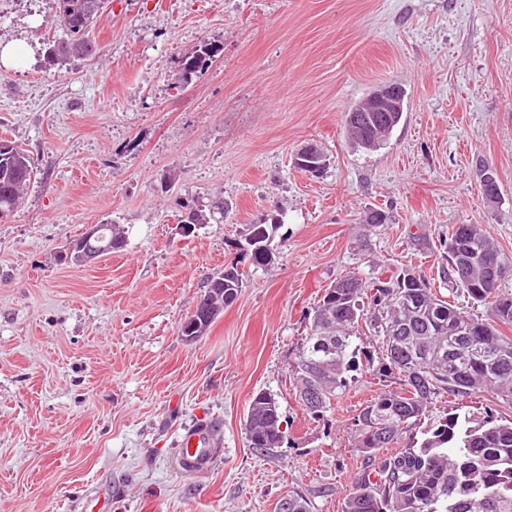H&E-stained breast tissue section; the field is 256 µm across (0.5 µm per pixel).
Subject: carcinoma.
<instances>
[{"label": "carcinoma", "mask_w": 512, "mask_h": 512, "mask_svg": "<svg viewBox=\"0 0 512 512\" xmlns=\"http://www.w3.org/2000/svg\"><path fill=\"white\" fill-rule=\"evenodd\" d=\"M102 16V0H56L52 22L69 32L70 39L48 47L49 60L63 64L74 59L75 44L83 56L98 53V46L83 39V32ZM219 47L202 42L179 61L182 80L209 66ZM400 90L393 112H346V131L355 148L376 151L399 124L405 109ZM35 164L17 145L0 151V221L19 207L25 189L35 176ZM281 221L249 224L245 236L253 240L254 266L269 264L272 242ZM463 249L476 262L504 258L483 224H457L448 238V252ZM414 270L406 268L389 279L362 278L347 273L324 290L313 316L305 344L293 366L299 400L307 414L319 417L346 393L349 373L356 367L353 338L368 325L382 338L388 366L403 376L397 390L379 393L354 418L355 448L363 468L346 495L342 512H512V421L497 423L469 415L450 414L433 422L417 448H396L404 430L421 421L438 390L461 397L492 392L512 404V336L502 327L512 326V294L499 287L480 295L466 288L454 266L448 282L474 305L486 308L485 317L470 315L433 292L421 276L408 282ZM243 272L224 267V306L236 299ZM213 321H202L195 307L181 323L180 333L203 335ZM327 335L335 351L317 348L314 340ZM246 424L249 447L269 454L281 447L276 432L281 419L279 404L267 392L253 395ZM279 512H308L299 495L283 499Z\"/></svg>", "instance_id": "cac0c4a2"}]
</instances>
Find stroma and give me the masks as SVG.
I'll use <instances>...</instances> for the list:
<instances>
[{"label":"stroma","mask_w":512,"mask_h":512,"mask_svg":"<svg viewBox=\"0 0 512 512\" xmlns=\"http://www.w3.org/2000/svg\"><path fill=\"white\" fill-rule=\"evenodd\" d=\"M55 9L0 0V43L22 47L0 64V138L36 166L0 223V512H278L291 492L342 512L363 467L351 423L402 377L362 334L348 391L311 418L292 375L307 318L349 271L409 267L450 295L455 224L488 227L512 293V0H105L86 33L99 54L53 66L49 41L68 38L46 25ZM204 41L213 63L181 81ZM391 82L406 91L400 124L378 151L353 149L344 112ZM311 141L328 159L315 176L295 166ZM182 200L210 215L189 235ZM369 208L391 223L367 231ZM277 209L272 262L254 266L244 229ZM101 222L123 227L124 249L64 260ZM229 263L244 273L236 301L185 340L207 277ZM261 390L288 424L265 456L244 427ZM468 411L512 419L490 392L439 393L426 418ZM200 422L214 455L188 475L181 443Z\"/></svg>","instance_id":"1"}]
</instances>
